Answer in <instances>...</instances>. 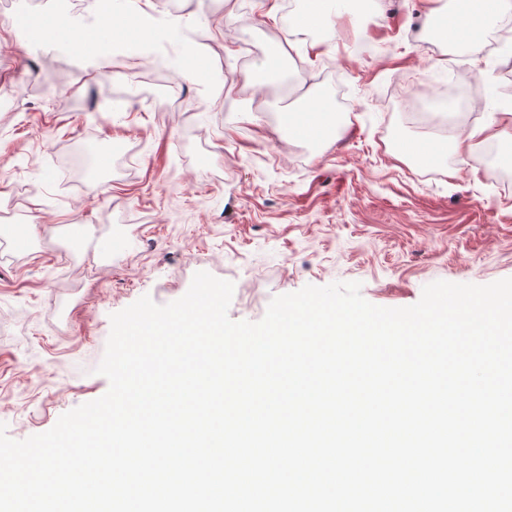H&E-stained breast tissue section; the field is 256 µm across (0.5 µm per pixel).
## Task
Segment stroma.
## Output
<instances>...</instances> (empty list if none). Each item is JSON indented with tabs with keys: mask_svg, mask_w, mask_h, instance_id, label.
<instances>
[{
	"mask_svg": "<svg viewBox=\"0 0 512 512\" xmlns=\"http://www.w3.org/2000/svg\"><path fill=\"white\" fill-rule=\"evenodd\" d=\"M360 24L309 31L285 13L252 16L224 29L232 0H183L172 40L124 62L140 82L122 88L59 43L41 51L18 37L0 41V247L35 222L26 249L0 250V423L16 440L52 428L65 412L101 397L95 369L110 316L147 295L182 297L196 272L235 285L232 320H261L275 296L312 284L357 281L381 307L419 301L435 281L485 285L512 278V142L505 168L461 169L449 154L412 165L400 143L432 137L396 90L398 79L440 87L448 43L417 35L428 0H370ZM291 38L292 101L267 94L257 106L235 82L215 92L217 74L259 63ZM200 47L205 71L154 84L157 66ZM512 59L473 50L484 111L512 109ZM123 92L122 110L111 95ZM326 95L340 128L317 140H282L271 110ZM182 99L156 111L152 99ZM262 109L260 125L239 114ZM142 149L127 174L113 171L112 147ZM85 149L91 161L72 182L62 168ZM91 231L71 248L68 227Z\"/></svg>",
	"mask_w": 512,
	"mask_h": 512,
	"instance_id": "35a3bbf8",
	"label": "stroma"
}]
</instances>
